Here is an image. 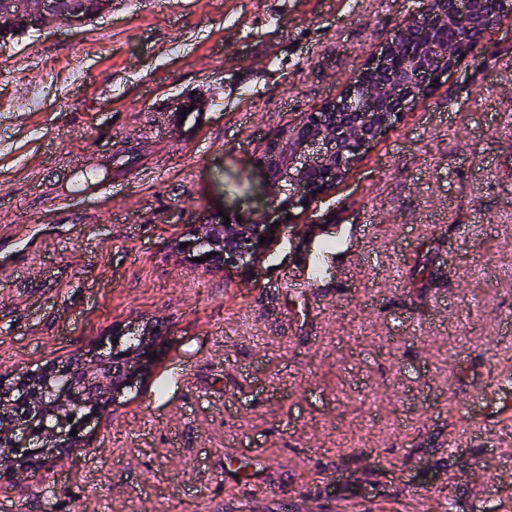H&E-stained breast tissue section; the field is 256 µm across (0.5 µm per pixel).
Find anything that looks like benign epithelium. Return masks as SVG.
Here are the masks:
<instances>
[{
    "label": "benign epithelium",
    "mask_w": 512,
    "mask_h": 512,
    "mask_svg": "<svg viewBox=\"0 0 512 512\" xmlns=\"http://www.w3.org/2000/svg\"><path fill=\"white\" fill-rule=\"evenodd\" d=\"M23 7L42 18L59 20L73 27H80L93 18L81 0H28L25 5L19 0H0V23L13 17V9ZM446 11L464 23V39L447 38L449 22L437 23L435 12L424 10L410 30L388 43L337 98L304 113L296 123L268 139L258 162L272 187L283 191L293 189L285 197L276 195L272 200L281 224H248L234 217L227 224L217 214H205L182 252L201 259V264L209 268L252 271L266 249L260 237L271 239L288 223V213L307 208L345 178L363 150L412 109L435 80L454 69L460 55L475 50L490 27L491 17L481 10H469L468 0H448ZM402 43L415 47L413 62L404 61L397 52ZM383 69L391 81L378 84L370 74ZM157 333V326L149 325L137 334L139 344L132 348L122 349L114 344L109 349L101 344L80 362L69 361L55 367L56 376L66 377L112 353V370L108 379L101 381V392L96 395L88 397L85 389L76 385L58 387L50 378L37 389L38 395L45 399L58 394L60 400L76 401L84 408L74 428L64 419L53 427L42 428L43 434L48 436L44 452L73 446L74 440L82 439L79 431L100 415L106 400L119 396L148 373L152 365L149 356L157 352ZM18 388L17 383L9 386L7 380L0 381L1 415L12 413ZM73 430L78 434H71ZM12 433L13 447L28 445L30 429L26 420L15 418Z\"/></svg>",
    "instance_id": "obj_1"
}]
</instances>
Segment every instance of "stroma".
<instances>
[{"instance_id":"35a3bbf8","label":"stroma","mask_w":512,"mask_h":512,"mask_svg":"<svg viewBox=\"0 0 512 512\" xmlns=\"http://www.w3.org/2000/svg\"><path fill=\"white\" fill-rule=\"evenodd\" d=\"M424 2L117 0L0 44V375L117 325L168 338L82 447L0 479V499L47 512L46 484L56 512H199L202 493L211 512H444L450 495L512 512V425L473 416L512 363V17L295 210L255 273L170 252L201 213L271 218L266 141ZM213 85L224 106L186 145L167 113ZM121 148L125 176L72 196L75 168Z\"/></svg>"}]
</instances>
